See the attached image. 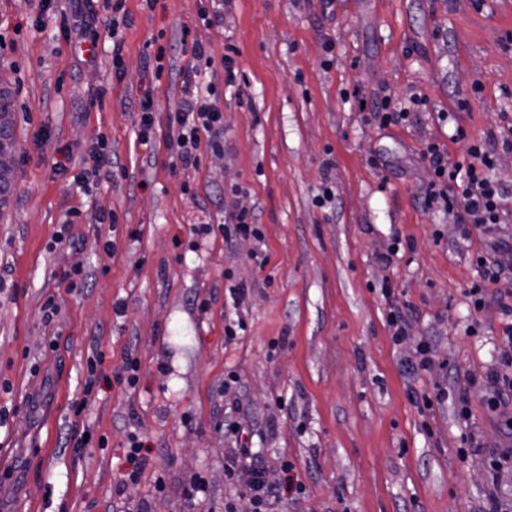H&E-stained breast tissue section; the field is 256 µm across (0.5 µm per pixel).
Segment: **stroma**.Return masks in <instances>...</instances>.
<instances>
[{
	"label": "stroma",
	"mask_w": 512,
	"mask_h": 512,
	"mask_svg": "<svg viewBox=\"0 0 512 512\" xmlns=\"http://www.w3.org/2000/svg\"><path fill=\"white\" fill-rule=\"evenodd\" d=\"M125 6L117 71L101 0L84 40L74 0H0L14 120L0 512H224L255 464L269 484L300 485L275 512H487L490 491L512 512V390L492 410L486 380L511 345L499 297L512 291V0H226L209 25L200 0ZM194 40L217 55L234 45L238 76L228 87L202 70L223 87L224 150L174 170L163 136L141 145L136 106L151 95L161 120L179 106ZM386 99L408 120L375 121ZM101 137L112 156L97 167ZM479 140L503 193L487 227L425 202L426 148L454 163ZM72 209L82 216L56 241ZM239 209L262 239L235 236ZM101 212L116 226L96 223ZM74 266L84 282L70 289ZM51 295L61 310L48 321ZM393 304L407 322L399 345ZM236 315L245 328L230 339ZM96 355L105 378L88 394ZM130 360L133 387L116 379ZM132 434L150 462L127 483ZM240 445L254 458L231 480L224 459ZM199 478L206 491L189 500Z\"/></svg>",
	"instance_id": "obj_1"
}]
</instances>
